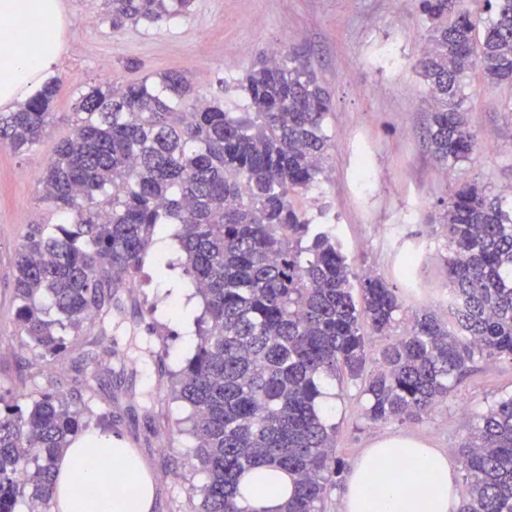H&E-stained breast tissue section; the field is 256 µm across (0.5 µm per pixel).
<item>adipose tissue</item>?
Wrapping results in <instances>:
<instances>
[{
	"mask_svg": "<svg viewBox=\"0 0 512 512\" xmlns=\"http://www.w3.org/2000/svg\"><path fill=\"white\" fill-rule=\"evenodd\" d=\"M67 32L60 0H0V109L17 107L55 74ZM456 474L447 453L410 437L381 440L354 462L344 512H458ZM287 476L251 472L242 492L251 512H277ZM155 480L124 439L100 430L72 440L50 489L51 512H152Z\"/></svg>",
	"mask_w": 512,
	"mask_h": 512,
	"instance_id": "1",
	"label": "adipose tissue"
}]
</instances>
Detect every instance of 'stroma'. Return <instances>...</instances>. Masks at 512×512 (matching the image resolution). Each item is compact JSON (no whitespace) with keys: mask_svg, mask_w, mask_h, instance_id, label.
<instances>
[{"mask_svg":"<svg viewBox=\"0 0 512 512\" xmlns=\"http://www.w3.org/2000/svg\"><path fill=\"white\" fill-rule=\"evenodd\" d=\"M63 10L70 28L56 66L57 118L35 151L20 156L0 147V389L34 385L77 402L85 397L79 372L104 358L90 332L67 338L60 367L22 366L27 351L15 333L12 306L19 242L30 225L60 220L42 198L40 179L57 144L72 132L79 88L177 71L225 111L246 112L250 100L241 80L278 43L310 62L330 98L323 126L329 175L293 196V203L313 223L333 228L355 274H376L396 288L405 314L428 309L450 319L448 199L469 183L512 199V84L487 85L476 69L464 74L462 107L476 148L470 160L440 168L425 140L430 105L415 67L430 29L421 0H193L185 17L119 31L102 19L104 0H63ZM177 230L169 225L164 237L170 248L151 247L134 287L117 293L112 369L101 374L99 396L113 431L137 449L155 477L154 512H180L190 487L204 481L191 467L190 410L168 386L156 384L159 373L178 370L192 355L197 337L185 330L184 318L202 311L197 295L182 299L175 290L189 283L172 243ZM413 249L419 256L408 280L401 264ZM327 391L325 409L345 465L396 435L418 437L454 458L474 415L512 395V361L477 360L448 399L417 422L364 418L362 381H333Z\"/></svg>","mask_w":512,"mask_h":512,"instance_id":"35a3bbf8","label":"stroma"}]
</instances>
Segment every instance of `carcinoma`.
<instances>
[{
	"instance_id": "cac0c4a2",
	"label": "carcinoma",
	"mask_w": 512,
	"mask_h": 512,
	"mask_svg": "<svg viewBox=\"0 0 512 512\" xmlns=\"http://www.w3.org/2000/svg\"><path fill=\"white\" fill-rule=\"evenodd\" d=\"M112 29L188 14L192 0H105ZM430 38L418 60L433 111L428 144L443 165L471 158L475 134L461 78L512 82V0L448 19V0H421ZM58 79L0 112V146L25 155L56 118ZM253 111L226 112L193 94L177 72L80 91L72 135L41 179L65 224H37L14 256L15 325L32 359L53 364L66 337L107 333L115 288L137 278L167 224L183 272L203 304L191 357L168 373L191 410L193 469L205 474L192 512H252L243 476L288 474L279 512H325L341 462L324 382L363 377L372 332L388 339L365 381L366 419L417 421L448 397L478 358L512 361V200L476 183L449 198L445 218L454 321L422 310L401 316L395 290L356 277L331 227L313 224L290 194L324 174L329 99L308 65L269 54L247 72ZM358 283H353V279ZM360 286L362 306L354 290ZM405 326L395 338L391 333ZM100 374L85 373L79 406L36 387L0 397V512H47L57 460L94 416ZM462 449L459 512H512V395L474 417Z\"/></svg>"
}]
</instances>
